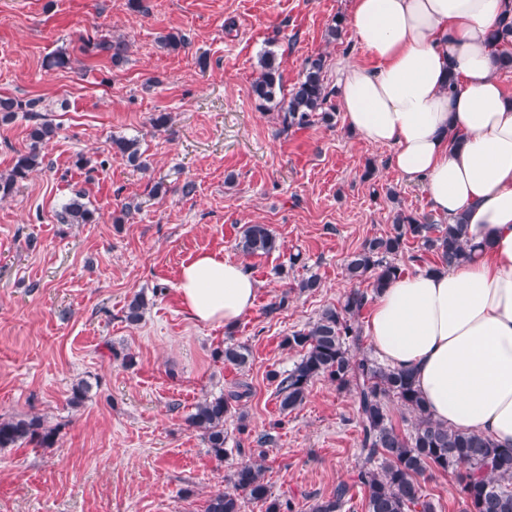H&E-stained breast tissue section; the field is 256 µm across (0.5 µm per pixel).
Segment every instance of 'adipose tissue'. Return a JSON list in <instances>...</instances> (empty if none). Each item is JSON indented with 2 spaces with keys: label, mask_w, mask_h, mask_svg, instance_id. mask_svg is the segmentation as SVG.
I'll list each match as a JSON object with an SVG mask.
<instances>
[{
  "label": "adipose tissue",
  "mask_w": 512,
  "mask_h": 512,
  "mask_svg": "<svg viewBox=\"0 0 512 512\" xmlns=\"http://www.w3.org/2000/svg\"><path fill=\"white\" fill-rule=\"evenodd\" d=\"M512 0H352L346 23L372 65L340 62L348 130L390 150L432 211L464 222L467 260L393 281L365 334L381 360L414 373L433 418L512 446V97L492 33ZM258 284L244 264L203 254L178 291L202 324L231 328Z\"/></svg>",
  "instance_id": "1"
}]
</instances>
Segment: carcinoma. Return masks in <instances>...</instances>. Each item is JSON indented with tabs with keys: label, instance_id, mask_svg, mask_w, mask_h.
<instances>
[{
	"label": "carcinoma",
	"instance_id": "cac0c4a2",
	"mask_svg": "<svg viewBox=\"0 0 512 512\" xmlns=\"http://www.w3.org/2000/svg\"><path fill=\"white\" fill-rule=\"evenodd\" d=\"M492 39L503 46L499 68L512 69L511 14L501 17ZM86 47L109 53L115 65L126 60L128 50L122 40H89ZM326 62L323 54L307 58L299 81L286 92L280 63L273 52H264L260 73L252 84L257 107L275 110L284 130L304 128L316 121L334 126L332 98L336 89L325 81ZM40 111V100L36 98L0 96V122H8L20 112L35 120L28 134L29 150L17 156L8 172L0 174V199L8 197L18 182L43 164V149L56 136L57 126ZM112 149L130 165L140 170L149 168L138 138H114ZM59 219L64 224H90L94 213L74 200L63 207ZM410 238L424 251L436 254L441 266L450 267L468 255L463 223L439 225L426 216L396 211L391 231L365 240L345 266L349 280H368L370 290L350 289L339 305L323 309L316 320L285 339L288 348L299 349L303 355L288 373L273 375L280 410L288 412L302 405L310 384L319 378L335 383L340 390L354 392L361 456L357 482L366 492V512H435L421 484L432 470L457 473L464 512H512V447L502 448L487 437L462 433L439 423L424 408L412 371L391 368L366 354L357 355L363 342L360 316L374 296L402 276L396 258ZM238 247L247 257H262L278 251L281 244L268 225L246 224ZM147 306L144 295H134L126 304L125 321L139 322ZM214 356L242 368L249 362L250 350L244 344L227 342ZM249 393L248 385L239 384L225 396L206 397L186 418L190 427L201 432L207 448L218 459L228 452L224 448V422L236 412L233 403ZM391 399L413 417L412 431L403 433L391 424L387 413V401ZM58 432V427L46 425L38 416L0 418V448L19 443L50 448ZM230 483L232 490L209 497L204 512H242L247 501L266 504V512H295L292 501L272 497L263 468L250 459L237 464ZM351 499V486L341 482L330 496L310 506L309 512H344Z\"/></svg>",
	"mask_w": 512,
	"mask_h": 512
}]
</instances>
